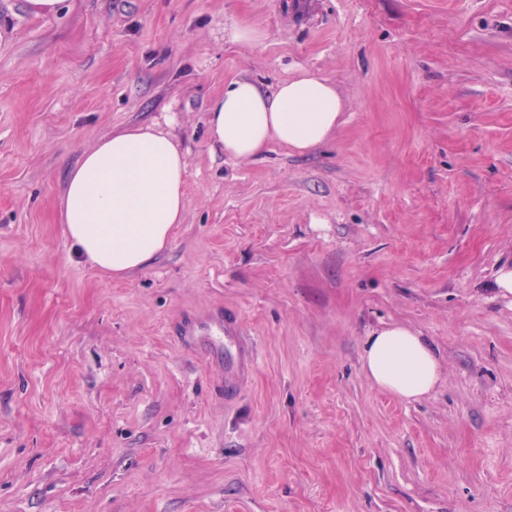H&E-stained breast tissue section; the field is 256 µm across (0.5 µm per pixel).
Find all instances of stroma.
Segmentation results:
<instances>
[{
    "label": "stroma",
    "instance_id": "35a3bbf8",
    "mask_svg": "<svg viewBox=\"0 0 512 512\" xmlns=\"http://www.w3.org/2000/svg\"><path fill=\"white\" fill-rule=\"evenodd\" d=\"M0 0V512H512V0ZM260 42L230 39L234 24ZM306 68L347 107L298 155L214 151L232 80ZM188 158L169 248L114 278L58 203L99 139L164 123ZM235 316L254 369L189 349ZM389 324L441 367L404 401ZM20 9L23 13L34 17H48L54 15L62 0H19ZM362 355L367 378L401 400L431 393L440 381V364L433 346L403 325L378 328L368 335Z\"/></svg>",
    "mask_w": 512,
    "mask_h": 512
}]
</instances>
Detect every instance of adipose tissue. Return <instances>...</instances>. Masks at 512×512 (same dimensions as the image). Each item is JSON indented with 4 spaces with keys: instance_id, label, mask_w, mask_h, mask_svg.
Instances as JSON below:
<instances>
[{
    "instance_id": "1",
    "label": "adipose tissue",
    "mask_w": 512,
    "mask_h": 512,
    "mask_svg": "<svg viewBox=\"0 0 512 512\" xmlns=\"http://www.w3.org/2000/svg\"><path fill=\"white\" fill-rule=\"evenodd\" d=\"M344 102L329 79L299 69L267 89L241 77L207 110L213 146L246 160L279 145L306 155L331 139ZM187 156L158 126L112 132L69 167L60 197L61 222L78 256L116 277L141 269L169 246L186 210ZM362 367L377 387L412 401L431 393L440 377L429 342L403 325L370 333Z\"/></svg>"
}]
</instances>
